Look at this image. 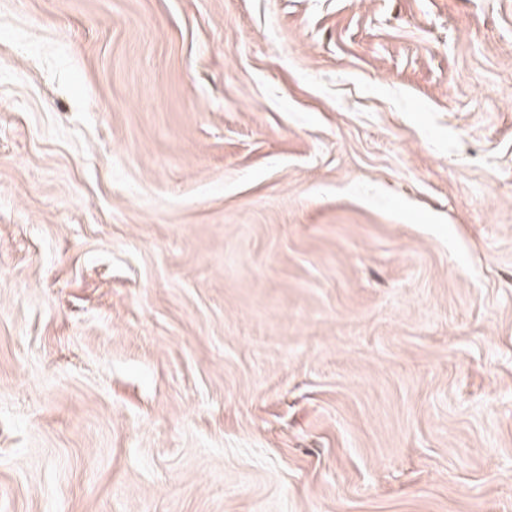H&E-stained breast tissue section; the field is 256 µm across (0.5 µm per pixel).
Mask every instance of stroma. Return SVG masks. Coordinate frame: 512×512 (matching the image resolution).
Returning a JSON list of instances; mask_svg holds the SVG:
<instances>
[{"instance_id":"35a3bbf8","label":"stroma","mask_w":512,"mask_h":512,"mask_svg":"<svg viewBox=\"0 0 512 512\" xmlns=\"http://www.w3.org/2000/svg\"><path fill=\"white\" fill-rule=\"evenodd\" d=\"M0 512H512V0H0Z\"/></svg>"}]
</instances>
